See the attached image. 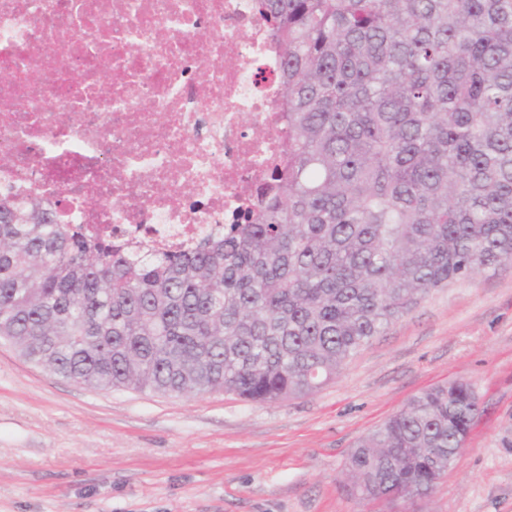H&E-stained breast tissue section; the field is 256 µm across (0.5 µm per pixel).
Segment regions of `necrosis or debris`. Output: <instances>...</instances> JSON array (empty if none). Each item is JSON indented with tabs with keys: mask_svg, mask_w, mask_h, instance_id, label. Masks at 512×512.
<instances>
[{
	"mask_svg": "<svg viewBox=\"0 0 512 512\" xmlns=\"http://www.w3.org/2000/svg\"><path fill=\"white\" fill-rule=\"evenodd\" d=\"M256 0H0V200L170 252L255 207L282 159Z\"/></svg>",
	"mask_w": 512,
	"mask_h": 512,
	"instance_id": "4bbe7bcc",
	"label": "necrosis or debris"
}]
</instances>
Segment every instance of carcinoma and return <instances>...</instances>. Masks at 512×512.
I'll use <instances>...</instances> for the list:
<instances>
[{
	"label": "carcinoma",
	"instance_id": "carcinoma-1",
	"mask_svg": "<svg viewBox=\"0 0 512 512\" xmlns=\"http://www.w3.org/2000/svg\"><path fill=\"white\" fill-rule=\"evenodd\" d=\"M285 157L254 213L155 252L0 202V341L101 391L276 403L448 283L512 261V0H258ZM478 411L454 380L350 452L360 501L427 497Z\"/></svg>",
	"mask_w": 512,
	"mask_h": 512
}]
</instances>
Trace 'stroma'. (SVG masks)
<instances>
[{
	"mask_svg": "<svg viewBox=\"0 0 512 512\" xmlns=\"http://www.w3.org/2000/svg\"><path fill=\"white\" fill-rule=\"evenodd\" d=\"M457 378L479 413L436 489L350 496L355 443ZM0 512H512V261L431 292L334 380L277 403L93 390L0 343Z\"/></svg>",
	"mask_w": 512,
	"mask_h": 512,
	"instance_id": "obj_1",
	"label": "stroma"
}]
</instances>
